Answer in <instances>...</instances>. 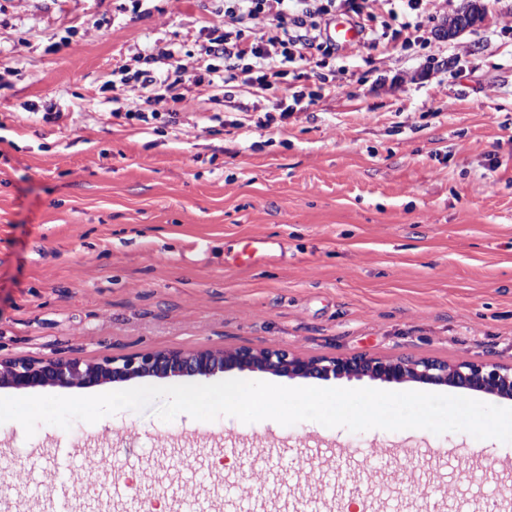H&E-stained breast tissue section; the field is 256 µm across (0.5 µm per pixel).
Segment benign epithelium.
Listing matches in <instances>:
<instances>
[{
  "mask_svg": "<svg viewBox=\"0 0 512 512\" xmlns=\"http://www.w3.org/2000/svg\"><path fill=\"white\" fill-rule=\"evenodd\" d=\"M487 21L482 0H467L437 37L452 39ZM230 369L258 371L289 378L329 380L363 378L386 383L443 385L459 392H481L512 398V365L477 362L448 363L436 359H385L363 354L303 358L286 350L242 347L233 350L198 348L191 351L139 352L100 361L78 358L0 359V387L90 388L108 382L154 377L210 376Z\"/></svg>",
  "mask_w": 512,
  "mask_h": 512,
  "instance_id": "7a95c632",
  "label": "benign epithelium"
}]
</instances>
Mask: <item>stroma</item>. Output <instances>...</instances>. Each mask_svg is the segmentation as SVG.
Listing matches in <instances>:
<instances>
[{
    "instance_id": "obj_1",
    "label": "stroma",
    "mask_w": 512,
    "mask_h": 512,
    "mask_svg": "<svg viewBox=\"0 0 512 512\" xmlns=\"http://www.w3.org/2000/svg\"><path fill=\"white\" fill-rule=\"evenodd\" d=\"M466 0L336 20L383 33L297 65L276 96L208 85L149 130L106 84L139 53H196L222 0H0V357L97 361L164 349L284 348L512 363V0L436 40ZM114 29L105 31L103 19ZM58 116L46 119L47 107ZM394 448L385 461L376 445ZM474 473L470 482L460 470ZM492 512L512 443L122 410L70 429L0 424V512Z\"/></svg>"
}]
</instances>
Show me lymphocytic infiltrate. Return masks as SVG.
Instances as JSON below:
<instances>
[{
    "instance_id": "obj_1",
    "label": "lymphocytic infiltrate",
    "mask_w": 512,
    "mask_h": 512,
    "mask_svg": "<svg viewBox=\"0 0 512 512\" xmlns=\"http://www.w3.org/2000/svg\"><path fill=\"white\" fill-rule=\"evenodd\" d=\"M338 1L355 14L364 10L365 0H224V22L207 26L203 47L205 56L224 62L223 73L214 75L211 85L221 88L237 78L264 94L296 61L313 64L317 55L329 52L320 40L318 19ZM171 68L161 81L153 69L135 71L133 80L148 93L125 109H113V117L148 124L164 114L176 121L189 103L185 86L204 79L192 63L175 58Z\"/></svg>"
}]
</instances>
